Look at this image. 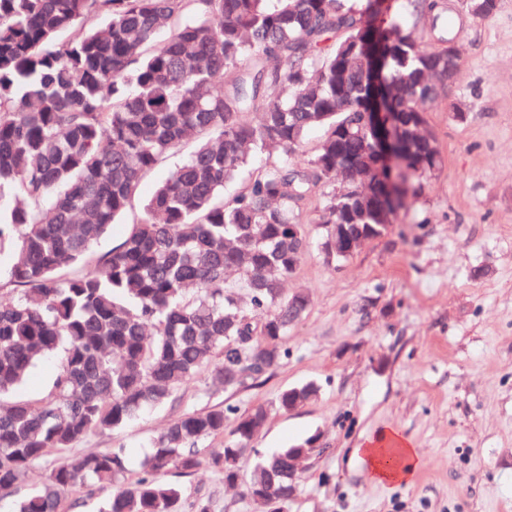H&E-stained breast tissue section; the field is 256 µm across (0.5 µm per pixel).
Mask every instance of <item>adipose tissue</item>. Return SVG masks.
Listing matches in <instances>:
<instances>
[{"label":"adipose tissue","mask_w":512,"mask_h":512,"mask_svg":"<svg viewBox=\"0 0 512 512\" xmlns=\"http://www.w3.org/2000/svg\"><path fill=\"white\" fill-rule=\"evenodd\" d=\"M370 477L378 482L399 483L411 479L419 465V454L397 432L386 430L369 438L355 450Z\"/></svg>","instance_id":"adipose-tissue-1"}]
</instances>
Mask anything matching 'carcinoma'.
<instances>
[{
	"instance_id": "cac0c4a2",
	"label": "carcinoma",
	"mask_w": 512,
	"mask_h": 512,
	"mask_svg": "<svg viewBox=\"0 0 512 512\" xmlns=\"http://www.w3.org/2000/svg\"><path fill=\"white\" fill-rule=\"evenodd\" d=\"M405 2L403 19L388 0H0V284L14 295L0 305V499L51 452L172 402L206 369L226 392L260 383L309 308L305 289L288 295L284 282L312 245L344 262L354 252L336 253V238L380 237L420 196L443 163L424 105L448 95L454 15L445 0ZM463 7L484 19L499 0ZM373 54L385 111L404 125L393 190L365 129ZM312 129L322 139L298 163ZM189 134L124 239L95 252ZM259 154L277 159L255 168ZM338 159L373 205L336 194ZM319 188L314 238L300 215ZM48 359L47 394L16 398ZM317 393L310 382L242 414L221 403L186 412L133 482L120 448L66 458L14 512H58L85 482L112 486L103 512H184L185 490L166 476L203 465L265 512H288L294 460L323 452L319 437L267 455L251 443L270 410ZM222 435L224 447L198 448Z\"/></svg>"
}]
</instances>
